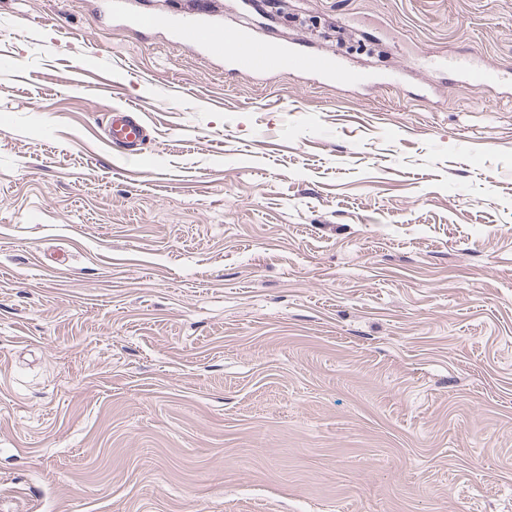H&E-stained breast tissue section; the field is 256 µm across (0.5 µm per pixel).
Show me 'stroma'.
Listing matches in <instances>:
<instances>
[{"mask_svg": "<svg viewBox=\"0 0 512 512\" xmlns=\"http://www.w3.org/2000/svg\"><path fill=\"white\" fill-rule=\"evenodd\" d=\"M109 3L0 0V512H512V84L380 82L512 0H222L364 87ZM124 3L114 0L112 12L122 16L126 28L142 31L165 20L174 30L178 43L207 57L224 53V68L248 78H272L288 73L305 76L310 81L328 79L337 84L364 85L368 80L366 75L348 69L337 56L313 52L301 43L276 50L269 41L247 29L216 25L179 9L166 16L145 11L126 13ZM130 106L112 109L109 115L106 136L110 146L120 152L132 153L146 137L147 128Z\"/></svg>", "mask_w": 512, "mask_h": 512, "instance_id": "35a3bbf8", "label": "stroma"}]
</instances>
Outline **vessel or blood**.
I'll use <instances>...</instances> for the list:
<instances>
[{"mask_svg": "<svg viewBox=\"0 0 512 512\" xmlns=\"http://www.w3.org/2000/svg\"><path fill=\"white\" fill-rule=\"evenodd\" d=\"M112 10L120 14L126 28L145 30L166 23L173 29L178 43L200 55L220 53L230 70L248 78H272L288 73L317 81L327 79L339 84H364L366 75L348 69L336 56L316 53L300 43L283 50L245 29L220 26L209 20L175 10L166 16L145 11L128 13L124 0H113ZM420 65L427 71H454L460 76V86L469 91H483L505 82L512 70L482 60H461L453 56L426 55ZM107 141L120 152L131 153L146 136V127L135 117L134 109L123 106L113 109L106 128Z\"/></svg>", "mask_w": 512, "mask_h": 512, "instance_id": "obj_1", "label": "vessel or blood"}]
</instances>
